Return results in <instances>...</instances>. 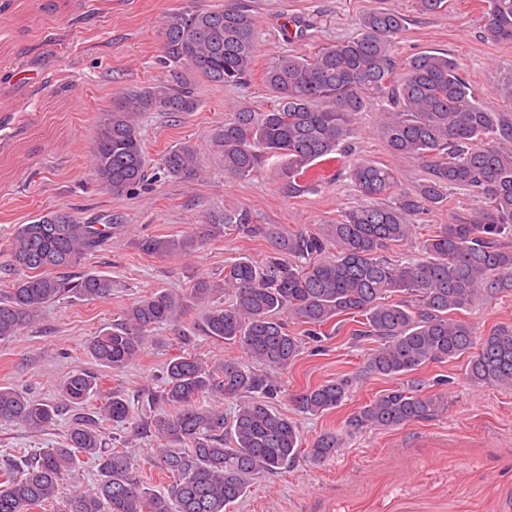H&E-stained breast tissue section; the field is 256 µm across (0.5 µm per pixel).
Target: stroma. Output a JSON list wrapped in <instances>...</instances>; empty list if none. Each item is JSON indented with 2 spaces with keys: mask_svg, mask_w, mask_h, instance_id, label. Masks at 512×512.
Returning a JSON list of instances; mask_svg holds the SVG:
<instances>
[{
  "mask_svg": "<svg viewBox=\"0 0 512 512\" xmlns=\"http://www.w3.org/2000/svg\"><path fill=\"white\" fill-rule=\"evenodd\" d=\"M244 2L259 27L256 65L248 84L219 87L194 80L201 102L196 112L179 118L151 112L140 122L149 167H156L168 149L189 140L200 149L202 180L152 178L130 195L115 198L92 175L97 123L111 109L114 94L169 79L161 62L162 23L186 0H36L31 7L25 0H0V291L9 285L4 268L15 225L57 209L86 223L110 220L116 225L106 249L79 266L80 271L112 277L116 286L111 298L58 300L36 324L0 340V386L56 402L60 383L85 370L98 375L100 395L70 406L38 431L0 423V455L20 457L61 446L76 419H92L105 448L123 449L153 488L167 485L168 476L155 464L154 438L139 434L135 425L118 428L101 420L103 396L116 392L137 401L160 390L163 369L175 357L190 352L211 365L236 356V348L202 336L199 312L191 307L175 324L155 329L146 351L124 371L98 365L87 342L135 299L157 290L187 292L198 277H223L225 264L239 257L261 259L268 244L260 236L223 230L190 256L165 258L142 253L138 241L185 237L227 209L245 210L253 223L279 224L292 233L321 230L363 204L348 176L350 166L360 160L392 168L402 190L425 179L421 164L390 153L375 105L357 116L345 158L325 166L323 179L306 191L289 190L277 157L246 179L225 176L207 146L208 136L239 104L258 112L271 109L274 98L263 73L280 54H314L325 44L355 35L364 14L393 9L407 19L395 48L397 58L431 48L445 50L482 97L498 107L502 93L512 87V44L487 39L480 0H447L446 8L433 14L419 13L416 0ZM295 19L305 24L306 34L292 41L286 30ZM18 99L25 100V111L14 109ZM481 207L476 194L457 191L447 207L413 216L418 240L453 216L471 215ZM464 317L480 335L512 323V296L478 301ZM354 327L350 320L327 325L319 351L300 352L281 376L285 395L276 403L279 410H291L287 392L340 374L358 375L368 347L350 343ZM418 376L430 394L436 379H447V413L396 430L369 429L346 437L341 452L322 465L302 459L254 480L230 512H512V391L471 386L460 359L431 364ZM391 385L386 378H367L342 407L299 417L303 444H311L323 431H342L349 413ZM97 479L93 462L80 457L53 499L34 512H65L68 499L92 488Z\"/></svg>",
  "mask_w": 512,
  "mask_h": 512,
  "instance_id": "stroma-1",
  "label": "stroma"
}]
</instances>
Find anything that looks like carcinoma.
Listing matches in <instances>:
<instances>
[{"mask_svg":"<svg viewBox=\"0 0 512 512\" xmlns=\"http://www.w3.org/2000/svg\"><path fill=\"white\" fill-rule=\"evenodd\" d=\"M483 13L487 36L512 44V0H484ZM406 22L394 11H372L351 38L312 56H282L263 74L274 107H240L212 129L209 146L224 174L236 179L251 176L266 159L284 158L282 175L299 192L316 165L338 159L353 135L355 116L379 101L386 103L381 122L388 149L422 164L428 178L385 205L378 199L396 188L394 171L370 161L352 165L349 178L367 202L321 233L256 226L248 213L226 210L187 237L141 239L142 252L173 256L189 254L221 227L245 237L261 234L268 243L264 259L241 257L224 266L221 280L196 279L189 294L203 308L204 335L236 347L240 355L214 366L190 353L174 358L163 389L148 394L138 408L116 393L105 396L100 412L118 426L162 405L146 428L156 438L160 468L173 477L165 488H148L125 452L103 449L98 430L77 422L66 447L0 461V512H28L51 499L81 455L93 458L99 479L94 488L73 495L66 512H227L254 479L295 464L301 455L324 463L341 451L342 435L325 431L305 450L297 420L272 401L282 394L280 374L305 340L319 341L323 327L341 316L358 319L351 340L372 344L363 375L398 381L349 414V435L446 413L448 393L427 394L412 379L432 363L463 358L471 385L512 390V324L478 337L472 323L459 317L482 298L512 295V113L483 101L447 52L424 50L397 60ZM257 39L256 18L240 4L212 9L188 0L170 13L162 42L171 80L113 97L95 135L97 183L114 197L130 193L146 176L138 119L147 112L177 117L196 111L195 77L224 87L246 82L254 71ZM199 155L197 146L184 142L163 154L160 166L172 180L192 181L201 173ZM454 188L475 193L486 207L433 231L417 255H383L416 236L411 216L442 206ZM112 229L111 223L82 224L62 210L17 225L10 238L11 288L0 293V339L32 325L60 299L112 296V277L71 273L106 245ZM331 246L336 254L328 256ZM183 308L172 292L143 296L91 337L87 349L100 365L121 372L145 351L149 333L173 322ZM290 321L305 326L306 338L288 330ZM356 383L353 376H338L296 390L288 401L297 414L320 415L340 407ZM99 389L96 374H72L61 385L64 405L81 404ZM206 399L212 404L204 405ZM226 401L235 404L229 417L220 408ZM62 409L0 387V422L42 429Z\"/></svg>","mask_w":512,"mask_h":512,"instance_id":"carcinoma-1","label":"carcinoma"}]
</instances>
